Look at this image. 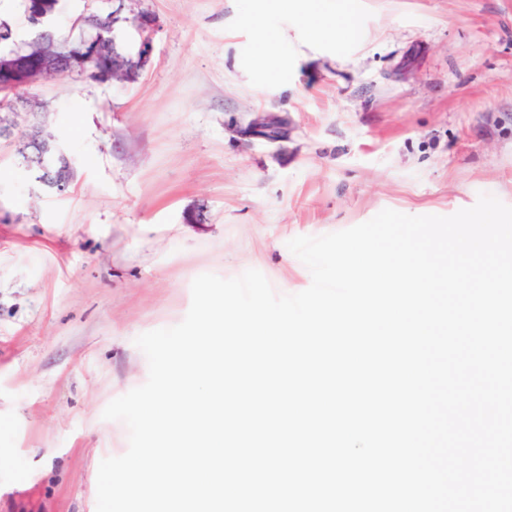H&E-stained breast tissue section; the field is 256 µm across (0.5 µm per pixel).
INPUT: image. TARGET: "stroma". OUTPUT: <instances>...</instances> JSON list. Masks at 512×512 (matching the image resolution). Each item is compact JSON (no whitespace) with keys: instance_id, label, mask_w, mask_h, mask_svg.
<instances>
[{"instance_id":"obj_1","label":"stroma","mask_w":512,"mask_h":512,"mask_svg":"<svg viewBox=\"0 0 512 512\" xmlns=\"http://www.w3.org/2000/svg\"><path fill=\"white\" fill-rule=\"evenodd\" d=\"M161 24L138 82L28 88L74 170L45 192L0 141V512H96L103 419L144 384L134 340L172 327L191 283L254 268L311 284L288 249L384 209L449 216L512 206V0H135ZM354 13L352 41L312 16ZM263 27L278 68H265ZM274 117L288 136L244 135Z\"/></svg>"}]
</instances>
